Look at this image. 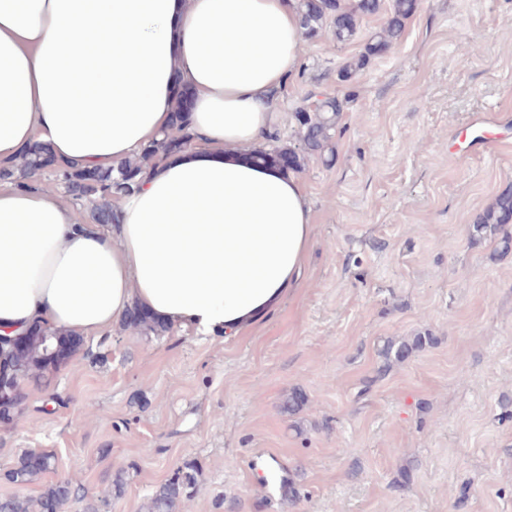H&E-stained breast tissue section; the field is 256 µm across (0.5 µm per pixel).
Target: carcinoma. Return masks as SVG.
Instances as JSON below:
<instances>
[{"mask_svg":"<svg viewBox=\"0 0 512 512\" xmlns=\"http://www.w3.org/2000/svg\"><path fill=\"white\" fill-rule=\"evenodd\" d=\"M380 0H299L298 11L302 34L313 38L331 23L336 41L344 43L358 34V19L379 11ZM415 11V0H392L391 16L382 30L375 34L365 52L347 62L340 77L346 81L359 73L370 57L386 50L398 40L403 32L405 21ZM349 99L327 97L316 99L295 110L294 118L298 134L304 144V154L293 162L296 170L304 166L307 158L329 160L332 156L331 141L337 127L338 118ZM177 139L170 136L155 143L152 148L117 167L88 175L77 169L61 168L56 177L64 192L75 200L87 202L92 209L93 219L98 224L112 223V199L131 192L137 181L134 177L148 170L152 161L168 151ZM46 164L37 150L27 152L20 162L10 167H0V179H9L15 172L28 177L45 170ZM512 218V191L499 194L494 201L478 215L472 225L471 238L474 242L491 239L497 242L498 250L507 254L512 251V231L508 221ZM433 342V337L423 333L411 339L388 341L381 355L385 365L400 363L411 354ZM63 345L72 352L75 345L66 334L49 327L38 326L27 336H21L16 346H3L0 349V365L8 368L4 385L0 387V419H9L8 413L21 405L30 395L41 392L49 386L65 355L55 352L57 345ZM52 457L45 453H28L17 462L8 473L9 481L23 486L42 471L50 469ZM197 468L185 464L163 483L152 495L147 505L148 512H176L182 498L191 494L196 484ZM80 489L67 480L50 485L36 503L39 512H48L55 503L68 504L80 501ZM29 500L11 495L0 499V512H29Z\"/></svg>","mask_w":512,"mask_h":512,"instance_id":"carcinoma-1","label":"carcinoma"}]
</instances>
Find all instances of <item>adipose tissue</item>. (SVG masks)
Masks as SVG:
<instances>
[{
    "mask_svg": "<svg viewBox=\"0 0 512 512\" xmlns=\"http://www.w3.org/2000/svg\"><path fill=\"white\" fill-rule=\"evenodd\" d=\"M300 52L296 0H0V166L44 146L57 166L112 169L178 104L189 133L108 224L0 182V334L98 337L135 309L235 336L298 287L310 198L251 156Z\"/></svg>",
    "mask_w": 512,
    "mask_h": 512,
    "instance_id": "adipose-tissue-1",
    "label": "adipose tissue"
}]
</instances>
